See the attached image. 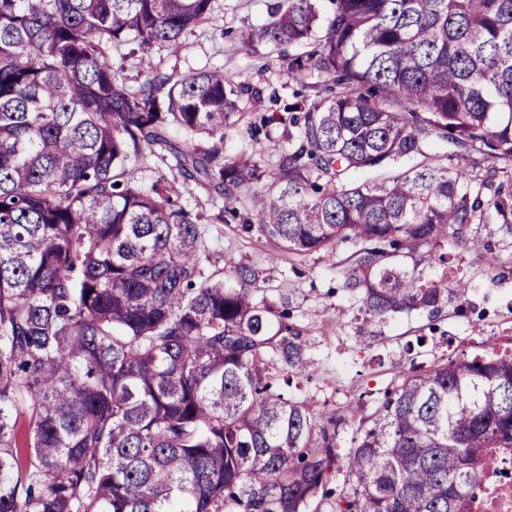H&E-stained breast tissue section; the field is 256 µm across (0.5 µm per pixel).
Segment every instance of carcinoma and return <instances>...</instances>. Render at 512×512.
<instances>
[{"label":"carcinoma","instance_id":"cac0c4a2","mask_svg":"<svg viewBox=\"0 0 512 512\" xmlns=\"http://www.w3.org/2000/svg\"><path fill=\"white\" fill-rule=\"evenodd\" d=\"M213 2L0 0V512H311L329 495L335 420L288 394L310 359L284 298L244 264L202 278L214 198L222 222L247 196L242 229L280 252L351 243L344 288L378 324L464 302L452 250L493 269L512 236V0H278L242 41L304 47L293 81L331 86L263 119L290 131L259 192L255 155L224 159L259 91L154 62ZM147 153L166 171L145 190L129 162ZM511 447L512 355L412 371L353 439L336 512H464L473 464Z\"/></svg>","mask_w":512,"mask_h":512}]
</instances>
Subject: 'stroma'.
Segmentation results:
<instances>
[{"label":"stroma","instance_id":"1","mask_svg":"<svg viewBox=\"0 0 512 512\" xmlns=\"http://www.w3.org/2000/svg\"><path fill=\"white\" fill-rule=\"evenodd\" d=\"M274 0H214L208 23L184 37L176 55H163L164 71L189 74L203 67H221L237 80L258 89L260 100L247 102L238 124L224 131V155L258 153L273 162L285 146L283 125L269 134L251 128L262 115H281L297 85L288 75L291 47L267 41L246 45L241 34L269 19ZM206 256L204 274L244 263L259 274V284L288 301L291 322L309 342L310 366L294 397L310 409L336 420V452L346 455L359 426L370 424L384 393L412 370L431 369L449 356L487 355L512 346V243H499V268L487 272L482 260L455 250L452 271L471 292L463 305H448L437 317L414 312L380 324V336L363 339L369 326L358 312L356 294L344 286L341 265L349 244L334 258L317 252L275 253L258 232L242 231L237 222L202 224Z\"/></svg>","mask_w":512,"mask_h":512}]
</instances>
